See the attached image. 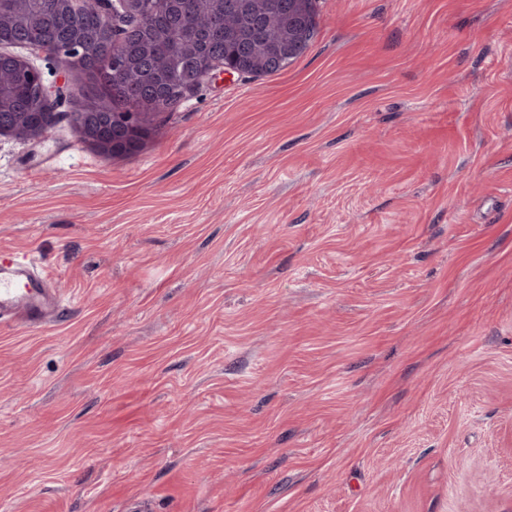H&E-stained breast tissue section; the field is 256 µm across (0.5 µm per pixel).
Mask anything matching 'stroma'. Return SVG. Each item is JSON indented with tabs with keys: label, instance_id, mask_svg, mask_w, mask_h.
Segmentation results:
<instances>
[{
	"label": "stroma",
	"instance_id": "obj_1",
	"mask_svg": "<svg viewBox=\"0 0 512 512\" xmlns=\"http://www.w3.org/2000/svg\"><path fill=\"white\" fill-rule=\"evenodd\" d=\"M103 156L0 136V512H512V0H315ZM64 311L58 288L31 253L0 251V324L42 330L60 321Z\"/></svg>",
	"mask_w": 512,
	"mask_h": 512
}]
</instances>
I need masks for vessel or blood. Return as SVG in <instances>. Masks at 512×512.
Masks as SVG:
<instances>
[{
  "instance_id": "b4317fda",
  "label": "vessel or blood",
  "mask_w": 512,
  "mask_h": 512,
  "mask_svg": "<svg viewBox=\"0 0 512 512\" xmlns=\"http://www.w3.org/2000/svg\"><path fill=\"white\" fill-rule=\"evenodd\" d=\"M64 311L58 288L31 254L0 251V323L42 330L60 321Z\"/></svg>"
}]
</instances>
